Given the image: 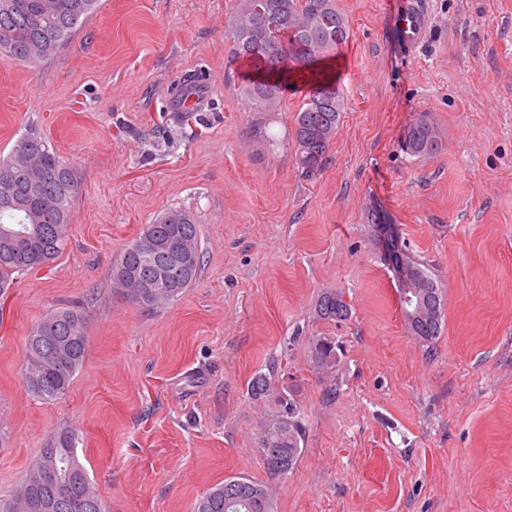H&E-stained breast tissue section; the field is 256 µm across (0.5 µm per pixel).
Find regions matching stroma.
Listing matches in <instances>:
<instances>
[{"label": "stroma", "instance_id": "stroma-1", "mask_svg": "<svg viewBox=\"0 0 512 512\" xmlns=\"http://www.w3.org/2000/svg\"><path fill=\"white\" fill-rule=\"evenodd\" d=\"M402 2L337 0L350 37L325 63L346 108L309 176L293 141L306 86L277 112L238 93L254 72L231 56L237 0H101L40 68L0 60V155L41 132L79 187L62 253L0 298L1 496L73 429L106 512H193L228 476L269 484L277 512H512V0H423L409 57ZM421 114L440 145L413 156ZM372 207L443 290L433 343L406 329ZM170 208L194 214L204 263L149 312L112 266ZM327 289L349 320L315 318ZM57 307L82 315L89 347L43 401L24 388L25 341ZM319 337L341 347L335 371L311 361ZM275 359L305 440L273 478L248 384ZM428 13L422 3H409L399 20L401 42L407 52L417 46L426 31Z\"/></svg>", "mask_w": 512, "mask_h": 512}]
</instances>
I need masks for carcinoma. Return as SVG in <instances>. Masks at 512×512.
Listing matches in <instances>:
<instances>
[{"mask_svg":"<svg viewBox=\"0 0 512 512\" xmlns=\"http://www.w3.org/2000/svg\"><path fill=\"white\" fill-rule=\"evenodd\" d=\"M98 8V0H0V55L35 69L52 58L71 34ZM273 21L294 29L286 44L261 36ZM350 26L336 0H238L231 24L233 56L254 65L256 78L240 93L258 112H275L283 87L304 79L309 91L294 113L298 165L306 172L319 169L335 138L344 95L322 65L329 52L346 43ZM414 156L439 148L434 126L424 117L407 128ZM78 193L73 170L37 131L19 138L11 153L0 157V295L14 285L15 275L53 262L65 246L73 221L72 204ZM405 264L422 273L434 286L431 301L438 316L404 317L408 332L419 342L433 343L442 332L443 289L424 264L395 244ZM199 225L181 209H170L124 245L112 267V278L132 303L155 309L177 299L196 278L203 263ZM349 304L334 290L322 292L316 318L338 322L348 318ZM318 338L311 361L319 369L339 363L336 343L328 348ZM89 336L83 317L57 308L35 323L26 338L24 377L27 391L42 400H56L69 390L81 368ZM252 400L264 407L257 445L272 477H281L280 463L294 468L303 452L305 431L299 408L288 388L279 385L275 367L256 373L248 386ZM79 434L63 429L47 438L29 462L17 488L0 496V512H29L33 499L46 503L43 512H104L102 499L79 460ZM52 465L62 477V501L41 481L42 470ZM194 512H276L275 500L262 482L230 476L212 487L196 503Z\"/></svg>","mask_w":512,"mask_h":512,"instance_id":"obj_1","label":"carcinoma"}]
</instances>
